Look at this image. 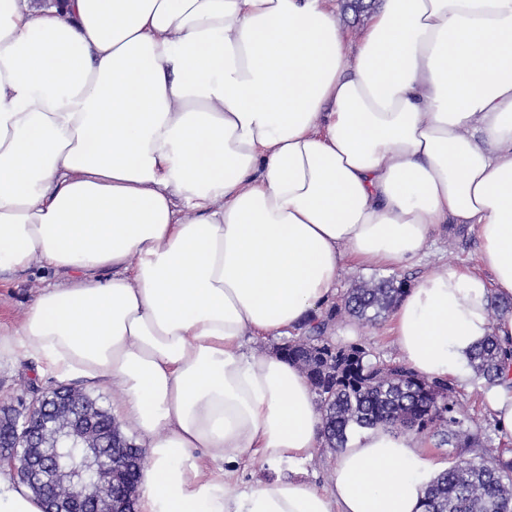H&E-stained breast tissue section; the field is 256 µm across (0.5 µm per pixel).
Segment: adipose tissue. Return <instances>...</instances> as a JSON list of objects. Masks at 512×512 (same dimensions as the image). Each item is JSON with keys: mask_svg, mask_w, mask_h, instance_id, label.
<instances>
[{"mask_svg": "<svg viewBox=\"0 0 512 512\" xmlns=\"http://www.w3.org/2000/svg\"><path fill=\"white\" fill-rule=\"evenodd\" d=\"M445 224L478 262L415 281L392 334L464 384L489 330L512 340V0H385L355 41L333 0H0V273L55 274L0 355L120 386L138 512H422L441 465L413 432L356 435L325 487L280 474L321 415L245 340ZM256 460L276 477L236 484ZM0 512H43L7 467Z\"/></svg>", "mask_w": 512, "mask_h": 512, "instance_id": "ef3b65f1", "label": "adipose tissue"}]
</instances>
